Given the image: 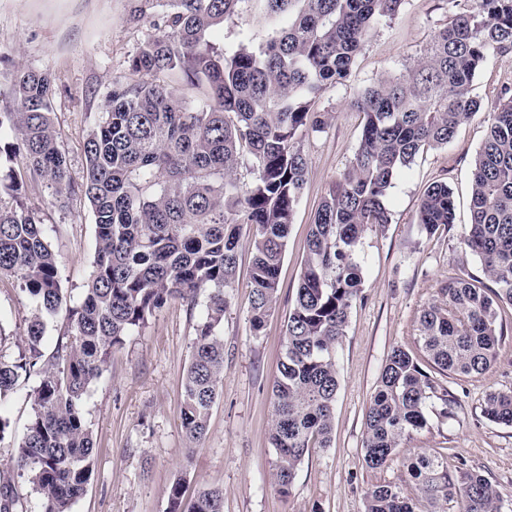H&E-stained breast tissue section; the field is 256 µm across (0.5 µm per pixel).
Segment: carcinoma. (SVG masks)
<instances>
[{"label":"carcinoma","instance_id":"cac0c4a2","mask_svg":"<svg viewBox=\"0 0 512 512\" xmlns=\"http://www.w3.org/2000/svg\"><path fill=\"white\" fill-rule=\"evenodd\" d=\"M242 0H166L159 33L130 61L134 82L114 81L106 110L84 144L86 176L71 184L53 124L54 79L16 67L11 105L0 111V156L18 161L57 203L74 191L95 216L96 254L80 303L66 308L67 332L50 360L47 320L64 302L58 264L38 214L24 203L27 184L14 169L0 174V276L15 278L33 304L25 352L0 355V395L20 378H38L33 413L15 446L14 466L0 468V512H21L14 470L27 474L42 512H71L94 471L93 433L83 408L112 348L167 301L205 299L195 328L181 402V427L192 442L206 434L224 376L218 327L238 260L241 226L252 230L249 323L260 335L275 307L288 229L308 174L300 132L333 119L315 102L350 76L372 29L394 18L405 0H263L282 24L259 49L247 31L229 53L207 39L238 13ZM448 0L453 15L401 79L364 88L350 106L364 114L358 150L336 178L310 227L308 250L286 323L284 352L272 386L273 477L288 492L311 448L334 433L336 360L354 302L363 291L365 232L389 223L393 181L425 147L446 146L481 108L472 95L478 70L495 51L512 49V0ZM200 94L192 109L185 94ZM246 164L249 184L235 177ZM418 224L428 235L455 224L448 184L421 198ZM486 280L450 276L421 310L418 341L440 373L476 376L495 361L504 336L503 305L512 307V86L488 113L487 137L471 177V222L461 239ZM456 404L446 387L397 347L383 367L365 414L364 462L387 465L403 442L448 419ZM484 416L512 427V389L488 393ZM406 475L425 512H501L495 485L481 472L448 471V457L417 452ZM405 480L369 488L365 512H420ZM183 478L170 486L168 512H224V491L203 488L184 502Z\"/></svg>","mask_w":512,"mask_h":512}]
</instances>
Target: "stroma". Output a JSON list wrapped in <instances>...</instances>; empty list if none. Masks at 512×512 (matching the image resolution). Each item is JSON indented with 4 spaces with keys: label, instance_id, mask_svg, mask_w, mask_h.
I'll return each instance as SVG.
<instances>
[{
    "label": "stroma",
    "instance_id": "stroma-1",
    "mask_svg": "<svg viewBox=\"0 0 512 512\" xmlns=\"http://www.w3.org/2000/svg\"><path fill=\"white\" fill-rule=\"evenodd\" d=\"M134 0H0V108L9 106L14 63L51 73L56 79L54 124L68 158L73 184L86 170L84 141L105 110L113 81L130 80L129 60L163 9L153 5L133 23ZM450 18L447 0H405L400 13L381 22L358 52L344 85L327 90L316 104L334 113L319 133H302L297 142L308 159V177L295 209L280 269L274 311L260 335L249 323L252 244L242 230L236 279L220 335L224 341V379L204 438L185 437L180 421L183 380L202 304L171 299L141 328L114 348L101 377L92 384L84 412L93 432L94 473L86 494L71 512H167L169 488L184 477V497L200 489L224 491V512H364L365 493L382 480L403 477L406 456L417 451L447 455L449 469L475 468L496 486L502 512H512V427L482 413L486 393L512 389V309L502 317L508 328L494 365L475 377L443 375L439 381L457 401L448 421H432L413 434L381 470L363 463L365 413L393 348L411 352L421 366L429 361L417 342L418 318L449 276H481L480 262L464 257L461 236L469 219L470 174L487 130L496 94L512 84V51L495 53L477 74L472 93L482 111L461 126L447 146L421 151L407 173L388 191L390 222L365 233V277L338 346L339 388L330 447L313 448L298 465L288 493L272 476L275 451L271 388L282 357L288 313L307 252L309 226L331 183L353 160L364 117L350 98L386 77L405 74L422 56L433 33ZM262 0H242L237 17L216 38L226 48L247 30L261 45L280 27ZM447 183L454 191L456 222L426 235L417 222L424 190ZM26 203L42 220L58 261L68 304H76L93 269L95 220L88 200L73 193L66 203L31 182ZM32 312L18 282L0 276V350L14 356L24 346L23 329ZM36 379L19 380L0 397L10 432L0 441V465L13 464L14 448L32 414Z\"/></svg>",
    "mask_w": 512,
    "mask_h": 512
}]
</instances>
